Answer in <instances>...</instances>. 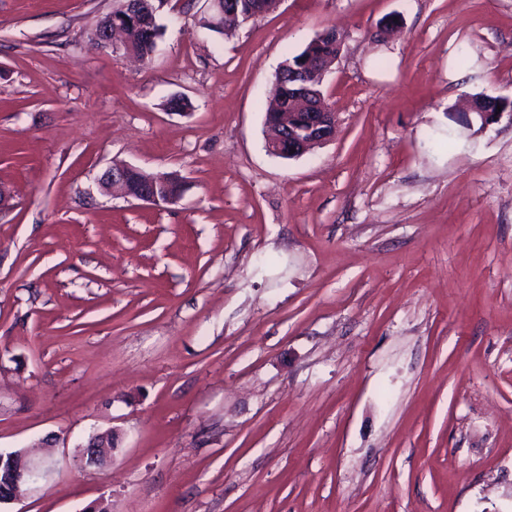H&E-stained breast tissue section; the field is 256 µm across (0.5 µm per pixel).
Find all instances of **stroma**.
Here are the masks:
<instances>
[{
	"mask_svg": "<svg viewBox=\"0 0 512 512\" xmlns=\"http://www.w3.org/2000/svg\"><path fill=\"white\" fill-rule=\"evenodd\" d=\"M113 7L0 0V451L61 464L0 512H512V120L456 111L512 99V0L227 36L168 0L142 62L97 47ZM331 26L336 137L272 155L274 74ZM115 161L181 200L106 193ZM490 101H480L478 104L474 102V104L463 113V125L470 129L477 123H484L485 128L493 124V120L497 119L498 116H494V113L497 110V105H500L501 112H506L505 115L509 117L508 113L512 115V100L509 98H497V104L495 105L493 112H490L489 104ZM494 116V117H493ZM117 437L118 435L114 428L104 432H95L88 439L83 453L90 450L92 453H95L94 458L99 459L102 463L106 462L113 457L114 452L117 450Z\"/></svg>",
	"mask_w": 512,
	"mask_h": 512,
	"instance_id": "35a3bbf8",
	"label": "stroma"
}]
</instances>
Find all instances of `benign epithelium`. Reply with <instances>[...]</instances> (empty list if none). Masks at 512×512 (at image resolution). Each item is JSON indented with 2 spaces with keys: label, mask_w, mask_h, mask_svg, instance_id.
Returning <instances> with one entry per match:
<instances>
[{
  "label": "benign epithelium",
  "mask_w": 512,
  "mask_h": 512,
  "mask_svg": "<svg viewBox=\"0 0 512 512\" xmlns=\"http://www.w3.org/2000/svg\"><path fill=\"white\" fill-rule=\"evenodd\" d=\"M120 8L126 12L124 21L108 19L98 25L95 36L100 48L115 49L122 46L128 53L135 50L128 41L125 22L135 23L140 15L136 3L142 0H118ZM212 4L211 24L216 28L227 29L241 20H248L277 9L282 0H269V5L251 7L244 10L247 0H209ZM337 60L335 55H313L305 64L291 67V87L288 99L276 97L270 108L275 114L284 107L285 101L297 103L301 111L291 113L288 120L280 119L269 124L266 140L268 151L283 159L298 158L315 147L330 141L336 133V113L332 112L315 87L323 82L330 65ZM494 113L490 112L488 102L473 104L463 113V125L471 128L477 123L485 126L493 124ZM141 169L130 164H114L100 178L101 187L109 192H118L121 197L151 205H173L177 200L165 193V178L161 175H146L140 184L128 182V175L139 173ZM117 432L109 429L93 433L87 441L84 451L95 453V458L104 462L113 457L117 450ZM55 466L50 461L33 460L22 451H15L8 456H0V504L18 500L28 492L31 485L46 481L54 472Z\"/></svg>",
  "instance_id": "benign-epithelium-1"
}]
</instances>
